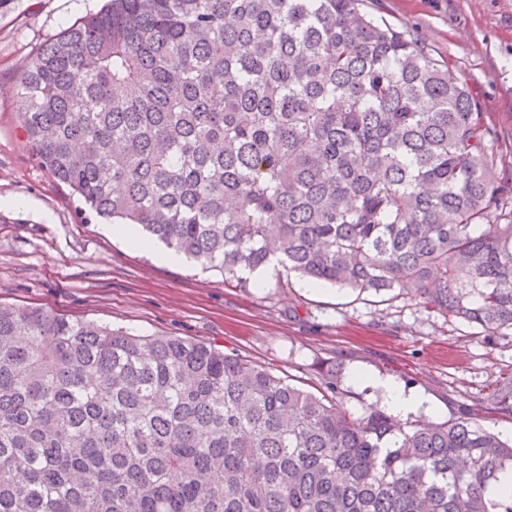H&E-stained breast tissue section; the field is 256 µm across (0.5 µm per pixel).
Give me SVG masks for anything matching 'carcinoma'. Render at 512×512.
<instances>
[{"label":"carcinoma","instance_id":"carcinoma-1","mask_svg":"<svg viewBox=\"0 0 512 512\" xmlns=\"http://www.w3.org/2000/svg\"><path fill=\"white\" fill-rule=\"evenodd\" d=\"M360 0H108L19 76L38 164L247 284L417 298L512 339V188L467 82ZM212 344L0 304V512H512V443Z\"/></svg>","mask_w":512,"mask_h":512}]
</instances>
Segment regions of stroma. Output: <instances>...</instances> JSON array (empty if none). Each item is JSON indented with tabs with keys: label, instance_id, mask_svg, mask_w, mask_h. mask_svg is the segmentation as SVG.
I'll return each instance as SVG.
<instances>
[{
	"label": "stroma",
	"instance_id": "stroma-1",
	"mask_svg": "<svg viewBox=\"0 0 512 512\" xmlns=\"http://www.w3.org/2000/svg\"><path fill=\"white\" fill-rule=\"evenodd\" d=\"M105 3L14 0L0 12V302L217 345L311 391L336 365L350 411L380 403L378 383L389 380L423 397L411 419L466 408L511 439L512 411L492 395L512 373V340L448 322L414 298L314 291L273 265L243 287L198 262L164 263L163 244L130 246L37 165L19 129L20 69ZM363 9L446 61L512 154V0H364Z\"/></svg>",
	"mask_w": 512,
	"mask_h": 512
}]
</instances>
